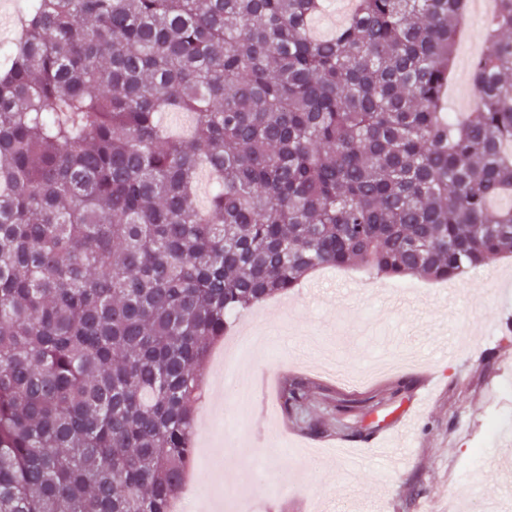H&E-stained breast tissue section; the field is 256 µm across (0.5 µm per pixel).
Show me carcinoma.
I'll list each match as a JSON object with an SVG mask.
<instances>
[{
    "mask_svg": "<svg viewBox=\"0 0 512 512\" xmlns=\"http://www.w3.org/2000/svg\"><path fill=\"white\" fill-rule=\"evenodd\" d=\"M321 2L20 16L0 63V512H170L233 315L323 268L451 281L512 256V0L463 121L444 92L469 0H355L318 39ZM312 393L286 377L281 406Z\"/></svg>",
    "mask_w": 512,
    "mask_h": 512,
    "instance_id": "cac0c4a2",
    "label": "carcinoma"
}]
</instances>
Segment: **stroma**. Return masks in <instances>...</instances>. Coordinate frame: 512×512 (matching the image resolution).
<instances>
[{"label": "stroma", "instance_id": "obj_1", "mask_svg": "<svg viewBox=\"0 0 512 512\" xmlns=\"http://www.w3.org/2000/svg\"><path fill=\"white\" fill-rule=\"evenodd\" d=\"M485 23L468 17L458 40L450 112H471V66ZM412 293L361 270L324 271L300 288L240 313L209 359L186 488L216 496L235 489L256 512H337L348 472L359 469L358 500L347 512H442L467 492L470 506L492 500L499 483H475L458 464L483 424L503 374L512 371V258L492 261L453 287L411 278ZM296 375L317 390L309 405L330 430L295 426L279 383ZM391 431L414 422L407 463L336 467L335 448H370L379 421ZM323 451L311 465L308 450ZM224 465L212 467L214 457Z\"/></svg>", "mask_w": 512, "mask_h": 512}]
</instances>
